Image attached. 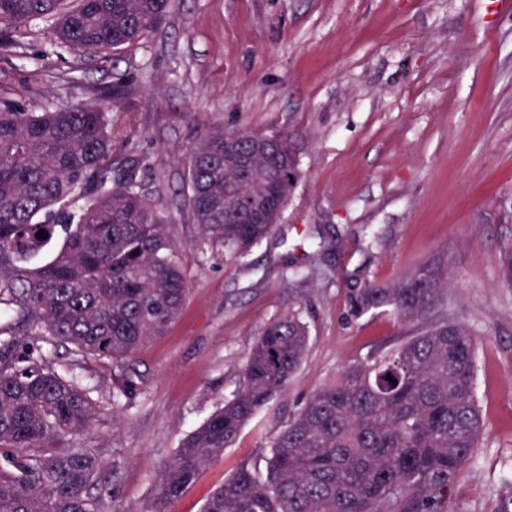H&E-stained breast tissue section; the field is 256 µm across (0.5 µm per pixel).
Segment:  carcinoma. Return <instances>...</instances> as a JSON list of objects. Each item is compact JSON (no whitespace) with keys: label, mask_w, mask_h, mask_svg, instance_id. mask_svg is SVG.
<instances>
[{"label":"carcinoma","mask_w":512,"mask_h":512,"mask_svg":"<svg viewBox=\"0 0 512 512\" xmlns=\"http://www.w3.org/2000/svg\"><path fill=\"white\" fill-rule=\"evenodd\" d=\"M173 2L0 0V48L28 23L51 19L59 49L91 57L120 51L153 31ZM263 137L214 128L189 157L193 221L203 241L239 257L269 236L301 176L288 133H280L275 156L259 147ZM226 150L250 154L249 165L224 162ZM249 196L264 201L260 223L244 213ZM40 231L48 237H37ZM498 263L512 283V239ZM447 288L448 260H432L396 285L360 289L350 312L387 308L411 320ZM188 294L159 192L138 179L135 165L112 160L103 107L28 112L0 103V512H114L97 487L98 449L69 443L94 420L96 402L25 337L125 362L163 335ZM308 344V327L290 300L262 326L239 389L181 439L146 512H166L203 466L286 394ZM476 349L465 325L440 322L346 367L275 425L265 471L242 463L203 512H457V476L483 427ZM134 386L121 372L113 398Z\"/></svg>","instance_id":"cac0c4a2"}]
</instances>
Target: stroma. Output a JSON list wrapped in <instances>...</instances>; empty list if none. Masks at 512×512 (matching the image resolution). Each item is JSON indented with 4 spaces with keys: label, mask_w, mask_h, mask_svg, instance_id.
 Wrapping results in <instances>:
<instances>
[{
    "label": "stroma",
    "mask_w": 512,
    "mask_h": 512,
    "mask_svg": "<svg viewBox=\"0 0 512 512\" xmlns=\"http://www.w3.org/2000/svg\"><path fill=\"white\" fill-rule=\"evenodd\" d=\"M120 79L113 156L141 158L137 176L161 194L192 287L179 319L134 354L132 398L113 399L111 361L42 345L100 405L72 444L99 450L114 507L145 512L181 437L236 391L261 327L295 300L310 342L287 396L168 512H202L243 462L263 467L274 425L313 392L443 320L477 340L484 425L455 502L496 512L512 492V283L498 265L512 238V10L494 0H176L125 50L90 59L57 49L41 20L0 49V102L30 112L111 97ZM216 126L287 132L301 159L279 222L244 258L202 242L185 198L191 150ZM320 239L326 279L285 278ZM438 258L448 288L419 316L352 317L358 288L397 284Z\"/></svg>",
    "instance_id": "1"
}]
</instances>
